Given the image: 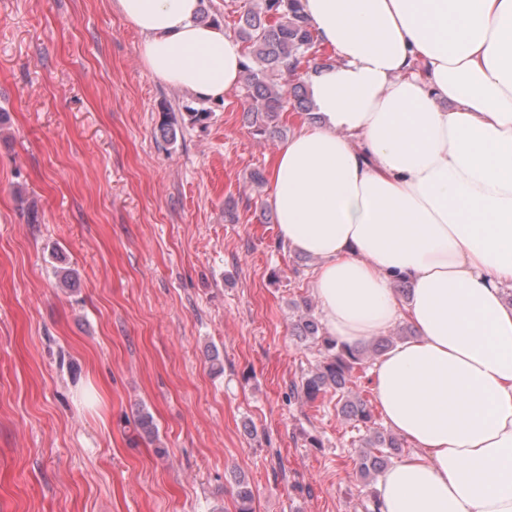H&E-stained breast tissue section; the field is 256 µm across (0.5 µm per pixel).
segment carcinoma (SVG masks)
<instances>
[{
    "mask_svg": "<svg viewBox=\"0 0 512 512\" xmlns=\"http://www.w3.org/2000/svg\"><path fill=\"white\" fill-rule=\"evenodd\" d=\"M237 36L245 44L242 81L251 99L250 128L253 134L272 139L281 133L283 113L310 111L300 68L316 60L315 53L320 51V45L303 14L301 0H256L254 7L240 17ZM293 330L299 340L308 341L325 353L324 360L294 385L297 396L313 403L332 391L336 394L338 412L344 419L365 426L372 422L371 405L362 397L351 395L348 384L355 366L370 355L388 351L393 337H375L354 348L340 344L323 331L307 300L303 301ZM401 448L395 435L377 429L372 431L355 460L360 476L366 481L375 480L391 463L392 452H399ZM236 497L238 512H252L253 492L241 478L236 481Z\"/></svg>",
    "mask_w": 512,
    "mask_h": 512,
    "instance_id": "obj_1",
    "label": "carcinoma"
}]
</instances>
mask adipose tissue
Listing matches in <instances>:
<instances>
[{
    "mask_svg": "<svg viewBox=\"0 0 512 512\" xmlns=\"http://www.w3.org/2000/svg\"><path fill=\"white\" fill-rule=\"evenodd\" d=\"M159 80L205 100L245 57L200 0H112ZM334 63L305 74L316 121L272 154L278 233L316 259L323 322L374 364L410 446L381 512H512V0H302ZM409 283L407 298L393 285Z\"/></svg>",
    "mask_w": 512,
    "mask_h": 512,
    "instance_id": "adipose-tissue-1",
    "label": "adipose tissue"
}]
</instances>
